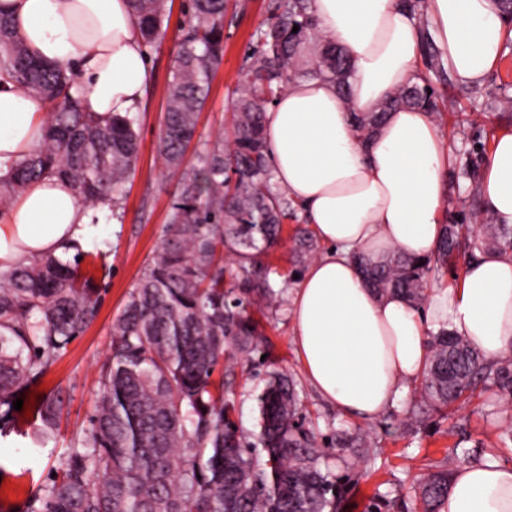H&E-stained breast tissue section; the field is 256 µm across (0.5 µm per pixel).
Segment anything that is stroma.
<instances>
[{"instance_id":"35a3bbf8","label":"stroma","mask_w":512,"mask_h":512,"mask_svg":"<svg viewBox=\"0 0 512 512\" xmlns=\"http://www.w3.org/2000/svg\"><path fill=\"white\" fill-rule=\"evenodd\" d=\"M188 0H172L165 34L150 49V80L138 105L137 128L141 139L139 156L125 185L124 217L113 219L108 209L97 210L98 226L81 248L94 253L92 271L98 285L97 313L86 330L41 378L45 392L61 401L56 442L44 448L31 445L37 420L21 412L0 407V512H23L26 500L38 493L48 478L64 465L67 452L89 428V419L100 391L101 366L112 344V321L134 288L141 268L158 248L171 203L179 194V182L158 155L163 129L168 84L175 62L176 44L185 32ZM273 0H230L224 21V56L210 85L209 96L197 121L194 140L186 152L188 163H196L205 144L226 137L233 109L230 91L240 81L254 46V32L266 22ZM457 110L466 112L469 123L457 127L454 113L443 112L439 132L457 157V165L476 158L481 144L492 143L504 130L512 131V113L504 111L502 95L512 96V49L503 52L496 69L483 84L454 85L448 90ZM303 218L285 224L283 240L268 256L274 288L290 291L296 275L305 270L294 259L296 231ZM272 355L271 362L237 357L236 380L225 388L224 397L233 406L231 417L245 431L254 430L258 418L256 397L267 370L276 368L294 375L303 400L302 414L312 422L318 441L347 431L356 445L338 448L328 461L333 478L356 474L359 481L348 494L345 512H415L413 487L435 472L448 455L463 465L496 458L512 461V400L494 391L476 395L447 414L429 412L425 424H408L409 406L421 401L417 390H409L402 408L373 423L360 425L324 403L304 379L292 344L289 300L274 308L252 307Z\"/></svg>"}]
</instances>
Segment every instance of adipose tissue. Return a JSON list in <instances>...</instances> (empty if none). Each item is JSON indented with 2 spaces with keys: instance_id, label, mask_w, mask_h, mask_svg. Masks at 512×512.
I'll return each mask as SVG.
<instances>
[{
  "instance_id": "1",
  "label": "adipose tissue",
  "mask_w": 512,
  "mask_h": 512,
  "mask_svg": "<svg viewBox=\"0 0 512 512\" xmlns=\"http://www.w3.org/2000/svg\"><path fill=\"white\" fill-rule=\"evenodd\" d=\"M34 57L80 76L83 111H135L149 59L128 0H0ZM311 0L320 37L352 60L351 98L317 78L296 79L265 114L275 180L298 203L326 251L291 294L292 342L305 378L343 416L371 423L401 407L422 376L430 334L448 329L489 363L512 357V250L468 262L460 281L432 289L423 308L365 287L354 252L372 261L399 251L423 259L436 247L454 163L433 113L392 112L364 146L350 112H374L413 81L426 17L445 67L481 83L512 40L500 0ZM46 102L0 84V176L36 152ZM480 204L512 226V131L495 137L478 175ZM94 212L67 181L44 177L0 212V271L81 242ZM443 512H512V462L465 464L452 474Z\"/></svg>"
}]
</instances>
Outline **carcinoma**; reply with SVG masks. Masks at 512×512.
Returning a JSON list of instances; mask_svg holds the SVG:
<instances>
[{
    "label": "carcinoma",
    "mask_w": 512,
    "mask_h": 512,
    "mask_svg": "<svg viewBox=\"0 0 512 512\" xmlns=\"http://www.w3.org/2000/svg\"><path fill=\"white\" fill-rule=\"evenodd\" d=\"M147 47L161 35L167 0H129ZM229 0H189L188 29L176 53L158 154L180 174L160 246L112 325V346L101 368V388L90 429L63 467L30 500L25 512H341L344 485L323 470L326 448L304 427L293 376L267 372L257 395L256 430L246 437L230 419L224 381L234 375L233 347L262 351V333L248 314L271 306L278 292L262 258L279 245L291 201L278 187L264 138V114L285 90L296 48L312 39L310 0H276L255 33L256 45L242 81L233 90L228 141L206 146L198 164H185L198 114L218 68ZM297 32H292L293 26ZM422 69L378 111L350 113L365 144L393 111L425 106L436 115L449 106L434 82L451 83L427 21L420 19ZM313 76L349 96L348 55L316 42ZM33 92L50 107L41 147L0 179V205L8 206L29 183L44 176L68 180L96 208L118 207L140 150L132 112L99 119L80 107V87L69 68L37 61L11 20L0 16V78ZM296 259L314 249L312 236L296 237ZM52 255L0 272V406L40 378L95 317L93 278L77 283L84 254ZM512 249V227L487 224L473 235L467 224H444L435 252L412 259L398 251L364 266L376 294H401L419 307L427 276L456 258ZM236 268L224 287V253ZM419 392L442 410L481 388L512 397V358L485 363L470 344L446 329L432 335ZM40 425L33 445L54 439L61 405L53 394L39 399ZM449 469L432 473L420 487L422 512H441Z\"/></svg>",
    "instance_id": "obj_1"
}]
</instances>
